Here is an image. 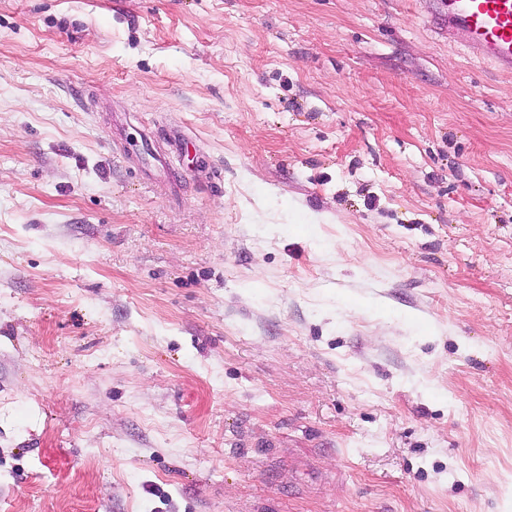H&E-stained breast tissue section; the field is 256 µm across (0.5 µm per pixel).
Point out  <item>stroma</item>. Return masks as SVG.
I'll use <instances>...</instances> for the list:
<instances>
[{"mask_svg":"<svg viewBox=\"0 0 512 512\" xmlns=\"http://www.w3.org/2000/svg\"><path fill=\"white\" fill-rule=\"evenodd\" d=\"M0 512H512V76L438 0H0Z\"/></svg>","mask_w":512,"mask_h":512,"instance_id":"obj_1","label":"stroma"}]
</instances>
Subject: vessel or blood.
Here are the masks:
<instances>
[{
	"label": "vessel or blood",
	"mask_w": 512,
	"mask_h": 512,
	"mask_svg": "<svg viewBox=\"0 0 512 512\" xmlns=\"http://www.w3.org/2000/svg\"><path fill=\"white\" fill-rule=\"evenodd\" d=\"M449 40H462L478 62L512 74V0H440Z\"/></svg>",
	"instance_id": "b4317fda"
}]
</instances>
